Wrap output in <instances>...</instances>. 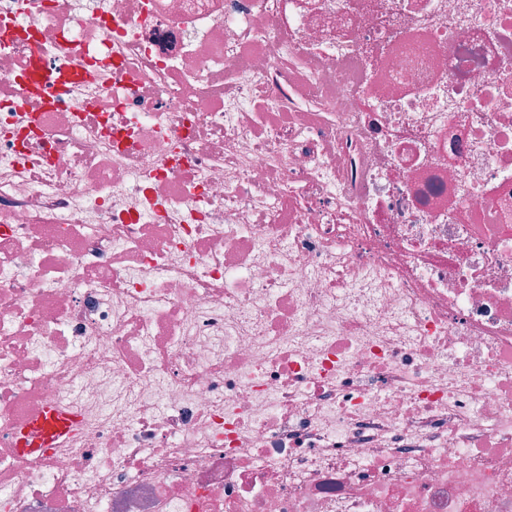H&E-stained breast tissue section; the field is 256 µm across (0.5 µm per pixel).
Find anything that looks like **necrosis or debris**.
<instances>
[{"label": "necrosis or debris", "instance_id": "obj_1", "mask_svg": "<svg viewBox=\"0 0 512 512\" xmlns=\"http://www.w3.org/2000/svg\"><path fill=\"white\" fill-rule=\"evenodd\" d=\"M1 15L0 512H512V0ZM78 425L77 418L56 407H47L27 420L17 430L14 447L21 454H35L43 448H55L71 437Z\"/></svg>", "mask_w": 512, "mask_h": 512}]
</instances>
